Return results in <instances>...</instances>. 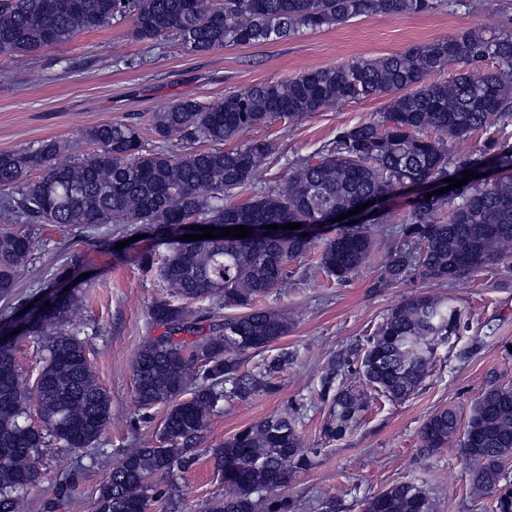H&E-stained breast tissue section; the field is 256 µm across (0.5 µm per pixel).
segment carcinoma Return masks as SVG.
<instances>
[{"label":"carcinoma","instance_id":"1","mask_svg":"<svg viewBox=\"0 0 512 512\" xmlns=\"http://www.w3.org/2000/svg\"><path fill=\"white\" fill-rule=\"evenodd\" d=\"M53 2L0 0V56L33 57L124 19L132 40L158 41L172 33L185 50L201 53L365 15H421L459 6L455 0H71L70 7L56 9ZM489 58L500 66L480 68ZM445 71L447 80L424 82L426 75ZM377 96L388 97L379 120L340 129L315 157L292 164L277 184L235 201L273 145L262 139L232 148L226 143L276 119ZM509 125L512 32L491 38L471 28L386 56L228 91L212 101H175L151 120L158 140L178 137L174 153L148 148L132 121L86 130L92 151L82 156L53 139L0 152V187L16 193L0 206L5 222L135 224L155 230L165 247L137 258L140 267L157 272L167 292L148 309L162 332L140 347L132 365L136 407L162 404L166 414L154 442L112 461L96 512H143L148 502L164 497L161 479L176 465H192L219 403L272 390L277 375L295 363L297 352L282 348L255 369H243L247 353L263 352L288 333V321L257 302L287 283L291 263L319 241L321 269L348 281L370 255L371 225L383 220L375 214L365 222L337 223L336 234L325 239L329 215L368 201L377 208L396 190L461 180L462 172L471 171L461 187L415 200L401 219L404 243L392 252L384 279H465L488 265L511 262L512 141L494 139L488 152L467 161L450 149L475 131ZM286 223L301 227L281 229ZM185 224H239L249 236L206 239L186 249L179 241ZM272 224L279 229H270ZM33 250L26 232L0 229L1 301L14 300ZM199 301L208 306H197ZM40 307L0 345V512H14L21 494L40 483L41 449L60 443L93 448L112 416L111 397L80 338V297L51 293ZM463 327L462 309L444 299L422 294L394 305L366 343L337 357L322 378L323 436L330 441L350 433L374 392L392 402L410 397L428 376L438 343ZM23 339L43 351L36 389L15 356ZM350 376L358 384L348 383ZM32 413L38 422L29 421ZM457 436L473 487L493 498V512H512L506 472L512 385L489 380L466 418L452 408L430 415L420 431V451L438 453ZM208 452L224 480V497L211 512H256L260 502L265 512H296L295 500L281 495L309 465L296 415L265 417ZM360 508L436 512V501L418 480L408 479L365 498Z\"/></svg>","mask_w":512,"mask_h":512}]
</instances>
